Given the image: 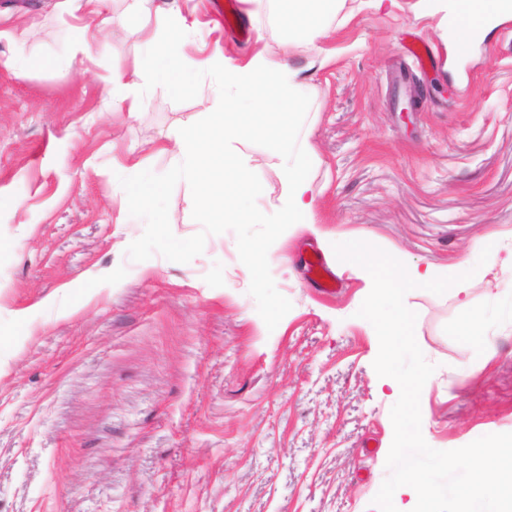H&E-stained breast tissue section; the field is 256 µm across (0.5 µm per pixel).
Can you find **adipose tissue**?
<instances>
[{"mask_svg":"<svg viewBox=\"0 0 512 512\" xmlns=\"http://www.w3.org/2000/svg\"><path fill=\"white\" fill-rule=\"evenodd\" d=\"M339 4L340 0H279L283 43L315 28ZM189 36L182 15L171 14L164 44L145 42L133 73L112 71L113 107L131 113L138 109L142 97L138 79L161 82L172 93L181 94L192 87L198 68L206 67L221 86L220 96L208 109V125L189 126L171 136L173 150L183 161L177 173L197 189L203 219L212 223L250 214L257 186L250 172L226 155L224 144L230 136L244 142L262 133L271 152L285 162L277 224L285 232L297 224L313 223L315 199L307 173L315 152L309 139L298 138L293 125L303 104L304 87L290 69L287 55L260 51L240 67L217 48L198 66L183 54Z\"/></svg>","mask_w":512,"mask_h":512,"instance_id":"ef3b65f1","label":"adipose tissue"}]
</instances>
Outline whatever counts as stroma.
I'll use <instances>...</instances> for the list:
<instances>
[{"instance_id":"obj_1","label":"stroma","mask_w":512,"mask_h":512,"mask_svg":"<svg viewBox=\"0 0 512 512\" xmlns=\"http://www.w3.org/2000/svg\"><path fill=\"white\" fill-rule=\"evenodd\" d=\"M0 0V512H378L393 399L374 382V341L356 312L364 280L327 251L322 229L406 252L420 264L476 263L466 301L414 289L416 341L435 371L420 395L437 450L512 432V18L457 49L445 11L418 0H344L288 48L306 87L295 122L309 133L316 229L279 242L271 219L283 162L265 135L227 150L259 187L252 214L206 224L175 179L166 134L203 125L216 80L153 85L116 112L105 77L164 42L178 6L186 55L222 45L232 62L278 51L277 0H244L225 29L211 0H103L92 56L68 46L85 0ZM416 40L429 60L417 66ZM426 96L408 111L400 72ZM166 183L157 210L122 206V168ZM170 221L158 224L155 211ZM263 246L264 259L244 243ZM319 255L336 276L322 292ZM485 313L483 345L462 336Z\"/></svg>"}]
</instances>
